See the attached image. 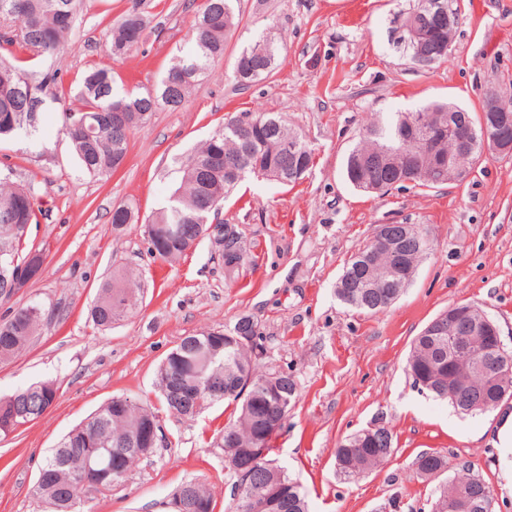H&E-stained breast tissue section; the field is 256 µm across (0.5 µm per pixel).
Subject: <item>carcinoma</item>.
Masks as SVG:
<instances>
[{
	"label": "carcinoma",
	"instance_id": "carcinoma-1",
	"mask_svg": "<svg viewBox=\"0 0 512 512\" xmlns=\"http://www.w3.org/2000/svg\"><path fill=\"white\" fill-rule=\"evenodd\" d=\"M235 0H202L196 13L188 51L180 52L166 68L159 86L138 93L117 85L112 69L102 66L85 72L79 100L81 107L66 114L63 131L70 140L81 166L93 176L109 175L118 170L127 157L132 132L145 123L153 112L177 109L201 85L202 76L215 60L224 56L228 34L237 26ZM81 0H0V138L10 137L39 122L35 112L38 101L57 84L58 72L38 73L28 68L33 56H54L65 45ZM448 0H417L403 23L401 44L408 57L418 54L430 67L448 58V41L457 26L439 19ZM149 18L136 6L129 9L118 26L111 29L107 42L109 55L122 57L140 47L146 39ZM423 33L416 40L412 31ZM281 52L278 38L261 33L239 53L235 79L249 86L267 78L275 69ZM126 115V124L112 125V112ZM507 124L512 141V111L471 115L466 109L444 102H430L415 112H390L371 122L360 141L348 149L344 159L347 181L356 189L379 192L390 190L396 183L437 187L463 180L461 171L470 170L484 152L483 124ZM475 132L469 136V132ZM312 158L303 137L279 114L263 112L224 123L200 148L181 165L183 172L178 187L168 203L156 212L152 223L165 226L154 256L166 261L180 257L204 236L208 220L249 175H262L270 170L273 179L294 185L301 177V157ZM134 214L127 206L113 210L112 229L120 230L132 223ZM34 188L14 185L0 178V298L13 294L10 263L26 259L27 235L16 233L15 224H36ZM382 229L393 243V249L379 251L371 269L362 266L361 248L344 264L336 285V295L344 304L370 313L388 308L404 292L410 281H402L401 270L415 275L431 250L429 234L406 230L404 224H384ZM139 276L129 271H115L100 286L90 307L95 326L104 330L138 307L141 299ZM461 312L448 318L443 312L433 323L443 328L429 333L424 328L413 342L405 371L422 393L448 400L462 414L485 413L493 397L495 372L504 362L512 364V351L507 357L474 339L483 327L481 309L471 304L460 305ZM43 319L42 309L30 305L20 308L0 323V360L8 359L27 347ZM231 336L254 337V341L217 351L213 342L221 332L202 331L186 336L172 348L159 367V391L168 407L181 417H194L214 402L228 399L240 403L236 418L224 424L218 447L224 449V463L233 478L232 488H241L244 498L261 501L275 485L285 487L284 497L273 512H309L300 485L287 471L266 457L250 470L237 468L236 454L248 447L258 435L269 443L272 434L264 431L271 420H285L296 402L294 380L284 373L261 372L264 355L255 338L260 336L258 322L245 315L224 330ZM469 343L479 363L470 369L464 386L448 396V365L437 363V355L451 359L458 344ZM220 384L222 394L211 395L209 386ZM54 384L46 381L30 385L0 398V404L18 401L29 421L45 413L51 402ZM150 409L122 396L114 397L92 416L69 431L39 467L42 482L33 486V496L48 503L52 512H75L68 486L73 471L84 463L88 449L96 448V459L109 462L107 449H130L124 462L130 472L141 459L131 450L135 428ZM392 434L384 426L359 431L336 448L337 473L346 480L356 479L384 463L393 454ZM448 469L440 455L426 453L417 461L420 476L430 478ZM189 493L196 503L213 506L212 496L200 482L182 484L175 495ZM431 512H495L491 488L467 464L456 468L432 504Z\"/></svg>",
	"mask_w": 512,
	"mask_h": 512
}]
</instances>
